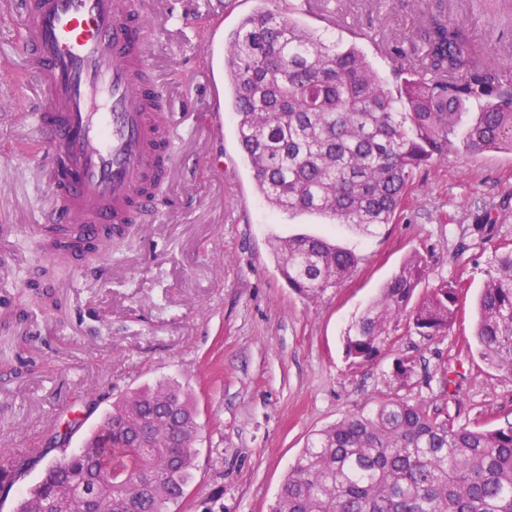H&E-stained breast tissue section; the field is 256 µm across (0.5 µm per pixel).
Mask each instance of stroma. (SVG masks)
<instances>
[{"label":"stroma","instance_id":"obj_1","mask_svg":"<svg viewBox=\"0 0 512 512\" xmlns=\"http://www.w3.org/2000/svg\"><path fill=\"white\" fill-rule=\"evenodd\" d=\"M14 0H0V289L16 301L38 281L66 303L27 317L0 335V453L29 459L0 512H15L40 478L49 427L78 419L65 443L79 448L120 396L174 379L192 395L200 426L195 480L178 512H269L289 463L320 430L400 396L452 416L456 424L512 423V381L481 360L472 325L491 241L457 243L477 206L512 196V152L449 154L418 171L391 223L358 233L329 219L272 211L255 189L234 116L222 130L197 124L206 111L216 63L204 51L211 32L228 37L239 21L266 9L330 40L356 45L391 91L401 85L396 49H411L434 0H169L154 30L150 62L177 134L180 171L161 191L157 213L97 261L95 271L47 257L39 224L50 194L30 159L35 138L16 141L13 115L37 91L19 54L23 22ZM448 10L495 54H512V19L488 24L479 0H448ZM340 18L325 26L320 16ZM324 234L359 258L352 275L316 301L281 276L275 237ZM427 259L419 293L454 272L467 287L462 314L447 332L398 330L367 362L346 356L350 326L412 253ZM407 381L395 376L401 356Z\"/></svg>","mask_w":512,"mask_h":512}]
</instances>
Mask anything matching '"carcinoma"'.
<instances>
[{
    "mask_svg": "<svg viewBox=\"0 0 512 512\" xmlns=\"http://www.w3.org/2000/svg\"><path fill=\"white\" fill-rule=\"evenodd\" d=\"M421 69L393 97L356 45L327 43L272 12L242 18L224 48V86L239 147L269 207L327 217L371 233L392 221L424 166L450 153L512 152V55L492 58L446 10L428 14ZM471 102L481 111L463 129ZM512 200L473 216L490 239ZM45 250L84 253L81 236ZM282 277L308 301L338 287L358 256L325 236L277 239ZM427 260L406 258L350 327L346 355L370 359L406 321L420 336L448 330L464 280H444L414 300ZM473 336L483 361L512 379V240L486 269ZM199 425L191 394L175 381L112 402L84 447L51 459L16 512H172L194 480ZM28 462L0 455V488ZM271 512H512V423L455 425L423 401L390 397L317 433L289 465Z\"/></svg>",
    "mask_w": 512,
    "mask_h": 512,
    "instance_id": "1",
    "label": "carcinoma"
}]
</instances>
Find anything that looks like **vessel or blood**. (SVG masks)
I'll return each mask as SVG.
<instances>
[{
	"mask_svg": "<svg viewBox=\"0 0 512 512\" xmlns=\"http://www.w3.org/2000/svg\"><path fill=\"white\" fill-rule=\"evenodd\" d=\"M149 2L134 14L127 0H20V50L43 92L28 129L54 201L45 222L78 226L90 242L156 211V182L176 173L170 129L143 78L162 6Z\"/></svg>",
	"mask_w": 512,
	"mask_h": 512,
	"instance_id": "vessel-or-blood-1",
	"label": "vessel or blood"
}]
</instances>
